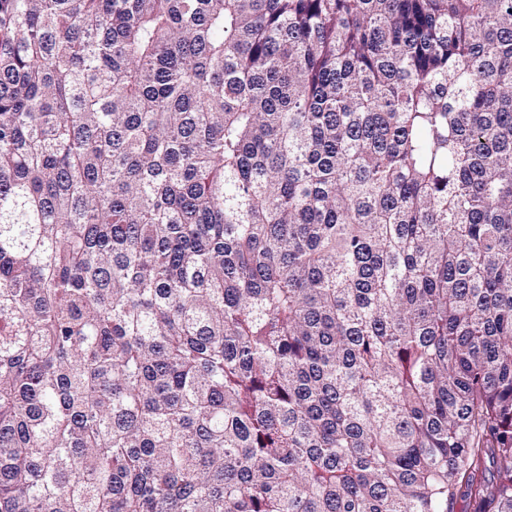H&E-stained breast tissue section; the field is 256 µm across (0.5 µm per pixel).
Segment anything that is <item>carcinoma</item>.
Listing matches in <instances>:
<instances>
[{"label": "carcinoma", "instance_id": "cac0c4a2", "mask_svg": "<svg viewBox=\"0 0 512 512\" xmlns=\"http://www.w3.org/2000/svg\"><path fill=\"white\" fill-rule=\"evenodd\" d=\"M512 512V0H0V512Z\"/></svg>", "mask_w": 512, "mask_h": 512}]
</instances>
